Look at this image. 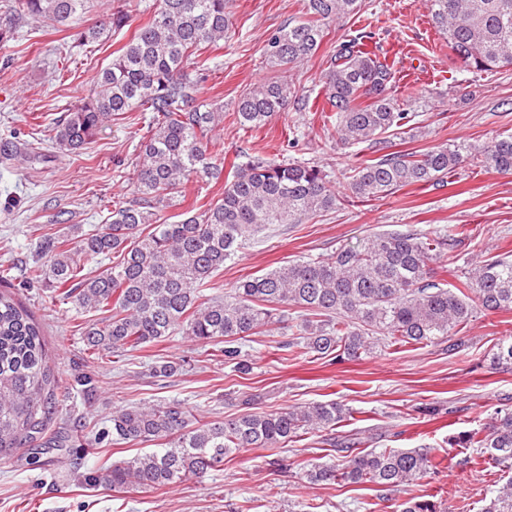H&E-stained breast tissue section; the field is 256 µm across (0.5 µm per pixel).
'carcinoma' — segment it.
Listing matches in <instances>:
<instances>
[{
	"label": "carcinoma",
	"mask_w": 512,
	"mask_h": 512,
	"mask_svg": "<svg viewBox=\"0 0 512 512\" xmlns=\"http://www.w3.org/2000/svg\"><path fill=\"white\" fill-rule=\"evenodd\" d=\"M89 0H16L13 12L54 28L73 31L85 46L106 28L121 31L132 16L124 0H113L98 25L81 26ZM363 0H306L298 20L276 29L264 56L272 66L308 60L336 20L360 13ZM432 21L448 34V52L466 70L488 72L512 66V0H429ZM229 19L224 0H160L153 19L135 29L112 62L93 78L87 94L54 122L51 142L74 153L102 128L129 112H148L134 170L137 197L118 202L111 221L75 242L47 234L40 244L42 264L30 271L56 298L101 318L81 327L88 362L97 365L117 353L157 345L180 333L211 344L246 375L253 363L242 341L262 333L288 309L309 313L299 324L294 346L305 354L358 360L383 346L442 342L467 323L477 307L512 310V260L479 261L450 288L436 281L434 264L459 239L433 228L374 233L357 246H341L240 279L224 297L206 295L224 263L270 224H301L336 206L327 175L307 163L274 159L234 163L222 197L174 224L157 208L182 193L190 176L220 178L224 151L211 133L224 112L199 101L204 80L192 57L224 40ZM324 105L332 112L337 141L366 143L377 153L358 164L348 191L356 198H384L412 185H438L450 170L478 164L512 173V134L473 151L439 146L422 153L389 151L386 133L401 129L412 114L388 95L396 82L393 66L363 49L359 38L337 44L329 54ZM301 101L292 80L263 83L243 94L234 123L261 128ZM31 144L5 141L0 158L23 164ZM94 271H85L88 263ZM41 324L15 294L0 290V460L49 429L59 390H72L49 364ZM182 365L158 360L152 375L171 378ZM245 411L224 421L200 422L178 402L122 407L111 426L115 444L158 442L161 448L137 453L89 473L85 482L112 492L149 491L201 478L223 469L224 458L247 448H285L311 432L331 435L332 451L349 457L346 466L310 465L311 482L372 483L393 490L438 469L430 448L357 447L336 435L354 411L341 402H311L272 413L251 410L253 397L240 399ZM461 448H478L496 467L512 469V412H496L486 426L458 438ZM397 512H439L420 496L404 500ZM481 512H512V480L498 488Z\"/></svg>",
	"instance_id": "cac0c4a2"
}]
</instances>
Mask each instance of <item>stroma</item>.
I'll return each instance as SVG.
<instances>
[{
  "label": "stroma",
  "instance_id": "35a3bbf8",
  "mask_svg": "<svg viewBox=\"0 0 512 512\" xmlns=\"http://www.w3.org/2000/svg\"><path fill=\"white\" fill-rule=\"evenodd\" d=\"M303 8V0H226L229 29L223 42L204 52L211 68L200 98L230 113L241 95L285 73L267 63L264 42L271 31L302 17ZM363 32L369 35L366 49L394 66L391 98L416 116L415 129L391 135L394 150L479 146L512 134V67L491 73L462 68L448 54L446 35L433 26L427 0H365L359 14L330 26L310 60L286 72L309 97V107L288 108L259 129L227 121L214 133L230 161L318 164L340 196L334 209L305 223L273 224L248 240L215 277L223 292L248 274L328 254L373 233L426 225L450 234L464 227L473 231L444 256L438 282H455L471 262L512 256V175L466 164L449 172L443 185L407 186L368 202L347 200L351 171L371 152L364 144H337L331 120L316 103L324 95L331 48ZM129 37L126 30L109 32L79 48L48 23L17 19L13 40L0 44V141L40 136L80 100ZM146 126L145 113L134 112L57 161H45L52 147L40 138L39 158L20 168L0 164V260L13 263L14 280L22 285L18 298L42 324L53 361L70 379L84 370L79 327L97 315L53 300L51 288L27 277L45 233L76 240L108 222L117 198H135L130 177ZM223 192V180L190 178L184 198L174 199L162 216L180 221ZM298 322L292 312L271 332L250 337L243 349L254 368L243 377L213 346L179 335L102 365L93 390L57 396L49 429L70 434L66 447L50 448L38 439L0 464V512H395L403 500L422 494L441 502L444 512H481L507 476L474 459L473 449L450 447L448 438L481 428L495 410L512 411V367L493 358L499 343L512 340V311H475L453 333L452 351L443 343L387 347L343 363L297 354L291 343ZM160 356L180 362V373L153 377ZM244 393L256 395L255 410L268 413L306 402H342L357 416L341 434L357 435L368 449L430 447L444 456V466L394 491L311 484L294 469L328 463V445L315 432L285 448L241 451L225 458L222 470L159 490L117 493L85 483V473L139 451L108 439L87 445L84 428L104 424L116 409L177 401L210 421L240 414Z\"/></svg>",
  "mask_w": 512,
  "mask_h": 512
}]
</instances>
